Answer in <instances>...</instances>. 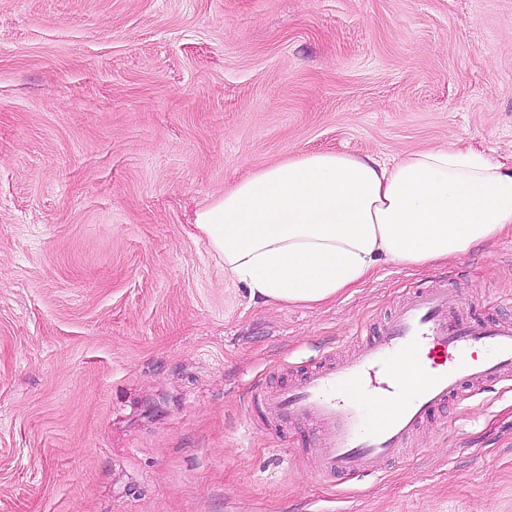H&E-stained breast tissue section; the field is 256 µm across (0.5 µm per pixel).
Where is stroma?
Instances as JSON below:
<instances>
[{"label": "stroma", "instance_id": "1", "mask_svg": "<svg viewBox=\"0 0 512 512\" xmlns=\"http://www.w3.org/2000/svg\"><path fill=\"white\" fill-rule=\"evenodd\" d=\"M440 146L512 169V0H0V512H512V383L349 481L260 402L419 285L511 320V234L279 307L195 226L294 156Z\"/></svg>", "mask_w": 512, "mask_h": 512}]
</instances>
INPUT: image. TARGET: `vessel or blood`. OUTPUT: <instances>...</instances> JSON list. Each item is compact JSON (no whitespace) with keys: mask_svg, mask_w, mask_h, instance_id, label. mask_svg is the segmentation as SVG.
Instances as JSON below:
<instances>
[{"mask_svg":"<svg viewBox=\"0 0 512 512\" xmlns=\"http://www.w3.org/2000/svg\"><path fill=\"white\" fill-rule=\"evenodd\" d=\"M462 303L453 288L414 289L358 351L264 396L277 417L317 430L314 479L371 475L449 400L512 380V321L462 316Z\"/></svg>","mask_w":512,"mask_h":512,"instance_id":"obj_1","label":"vessel or blood"}]
</instances>
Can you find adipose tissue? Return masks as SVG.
<instances>
[{
    "instance_id": "ef3b65f1",
    "label": "adipose tissue",
    "mask_w": 512,
    "mask_h": 512,
    "mask_svg": "<svg viewBox=\"0 0 512 512\" xmlns=\"http://www.w3.org/2000/svg\"><path fill=\"white\" fill-rule=\"evenodd\" d=\"M224 276L266 304L320 305L382 263L467 255L512 228V170L455 147L311 153L263 168L200 210Z\"/></svg>"
}]
</instances>
